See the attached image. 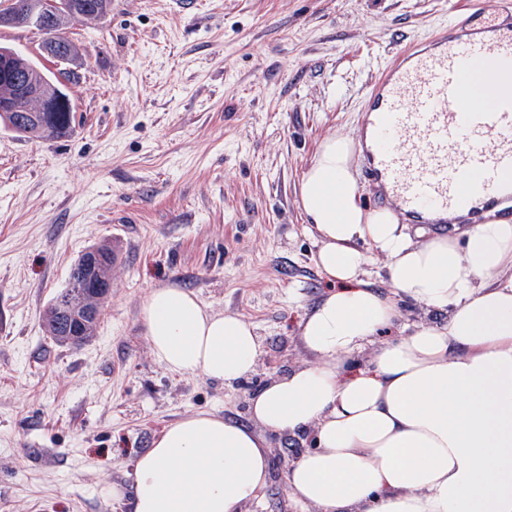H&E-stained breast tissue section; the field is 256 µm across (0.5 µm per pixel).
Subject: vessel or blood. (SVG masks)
Returning <instances> with one entry per match:
<instances>
[{
  "label": "vessel or blood",
  "instance_id": "obj_1",
  "mask_svg": "<svg viewBox=\"0 0 512 512\" xmlns=\"http://www.w3.org/2000/svg\"><path fill=\"white\" fill-rule=\"evenodd\" d=\"M484 16L454 13L447 30L402 50L367 100L366 176L412 221L512 204V20ZM483 67L503 88L475 109L467 101Z\"/></svg>",
  "mask_w": 512,
  "mask_h": 512
}]
</instances>
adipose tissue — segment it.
I'll use <instances>...</instances> for the list:
<instances>
[{
  "label": "adipose tissue",
  "instance_id": "1",
  "mask_svg": "<svg viewBox=\"0 0 512 512\" xmlns=\"http://www.w3.org/2000/svg\"><path fill=\"white\" fill-rule=\"evenodd\" d=\"M354 142L329 136L300 182L315 228L316 264L341 282L306 314L310 359L250 399L251 426L215 412L167 425L136 458L131 512H240L269 486L266 434L312 432L314 447L286 473L315 512H512V222L458 237L408 234L389 207L365 210ZM373 245L389 273L365 279ZM439 321L393 342L401 301ZM153 357L169 372L227 384L253 374V325L171 286L141 310Z\"/></svg>",
  "mask_w": 512,
  "mask_h": 512
}]
</instances>
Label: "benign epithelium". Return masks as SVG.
Masks as SVG:
<instances>
[{
  "label": "benign epithelium",
  "instance_id": "1",
  "mask_svg": "<svg viewBox=\"0 0 512 512\" xmlns=\"http://www.w3.org/2000/svg\"><path fill=\"white\" fill-rule=\"evenodd\" d=\"M8 12L0 15V26L37 27L44 35L43 53L55 59L70 61L76 57L74 45L58 37L60 11L71 21L101 17L112 11V0H10ZM13 53L0 50V79L13 86V94L0 98V113H16L15 122L29 128H40L44 113L67 112V97L62 83H49L35 71L19 72L14 69ZM84 287L93 288L97 304L82 303L61 311L67 323L69 343H78L86 325L96 321L100 303L104 302L111 289L98 283L84 282Z\"/></svg>",
  "mask_w": 512,
  "mask_h": 512
}]
</instances>
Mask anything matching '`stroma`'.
<instances>
[{
	"label": "stroma",
	"instance_id": "stroma-1",
	"mask_svg": "<svg viewBox=\"0 0 512 512\" xmlns=\"http://www.w3.org/2000/svg\"><path fill=\"white\" fill-rule=\"evenodd\" d=\"M478 0H112L68 23L74 64L42 59L40 32L0 29L52 73L69 72L64 138L0 127V512H129L133 462L199 411L250 424L249 399L307 362L305 314L335 292L297 194L329 136L360 138L366 100L396 53ZM118 259L97 331L56 343L43 314L88 247ZM194 291L244 317L255 372L225 385L152 356L149 289ZM262 507L293 502L308 436L272 435Z\"/></svg>",
	"mask_w": 512,
	"mask_h": 512
}]
</instances>
